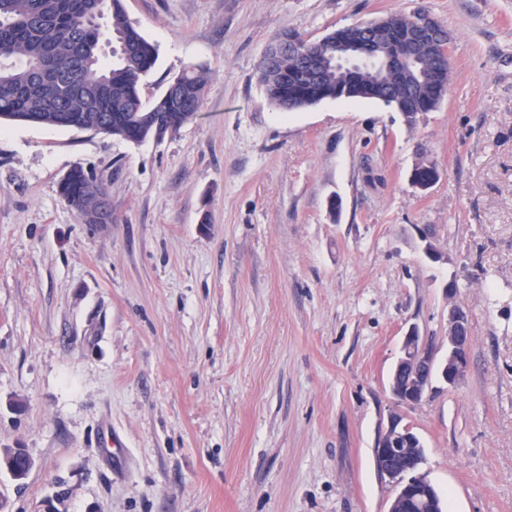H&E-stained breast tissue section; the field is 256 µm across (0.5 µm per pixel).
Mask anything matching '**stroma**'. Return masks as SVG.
<instances>
[{
	"mask_svg": "<svg viewBox=\"0 0 512 512\" xmlns=\"http://www.w3.org/2000/svg\"><path fill=\"white\" fill-rule=\"evenodd\" d=\"M122 3L158 50L143 100L190 67L209 83L160 140L0 123V453L33 460L0 469V512H387L393 412L447 512H512V0ZM420 7L451 36L435 111L268 100L258 63L283 32ZM75 165L111 223L60 196ZM453 303L465 379L396 403L407 330L445 357ZM3 463L16 481L26 479L33 466L29 453L25 450H18V448L6 450L3 455Z\"/></svg>",
	"mask_w": 512,
	"mask_h": 512,
	"instance_id": "35a3bbf8",
	"label": "stroma"
}]
</instances>
